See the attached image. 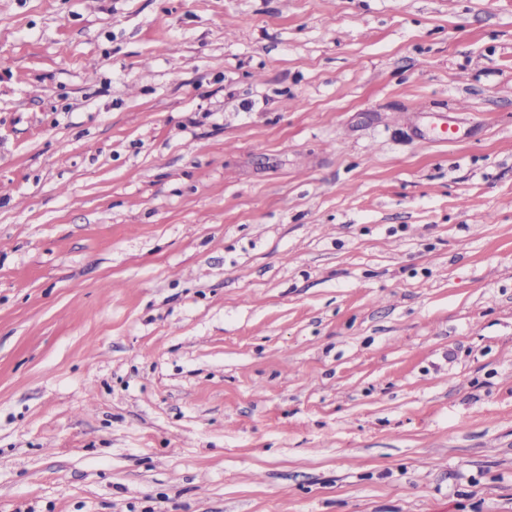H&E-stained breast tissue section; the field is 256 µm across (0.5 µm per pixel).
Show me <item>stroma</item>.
Returning <instances> with one entry per match:
<instances>
[{"instance_id": "stroma-1", "label": "stroma", "mask_w": 512, "mask_h": 512, "mask_svg": "<svg viewBox=\"0 0 512 512\" xmlns=\"http://www.w3.org/2000/svg\"><path fill=\"white\" fill-rule=\"evenodd\" d=\"M0 512H512V0H0Z\"/></svg>"}]
</instances>
